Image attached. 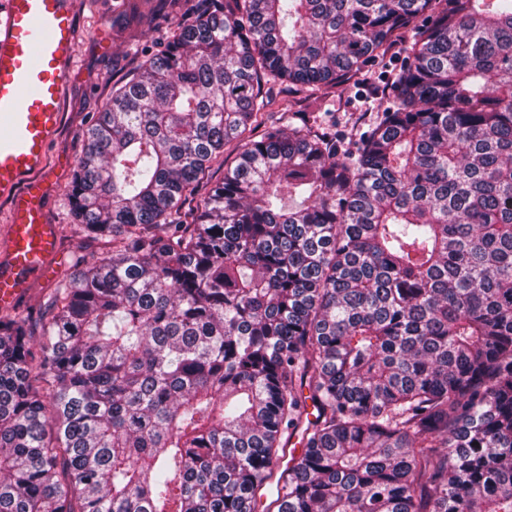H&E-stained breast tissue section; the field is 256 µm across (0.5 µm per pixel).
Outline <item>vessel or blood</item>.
I'll return each mask as SVG.
<instances>
[{
  "label": "vessel or blood",
  "mask_w": 512,
  "mask_h": 512,
  "mask_svg": "<svg viewBox=\"0 0 512 512\" xmlns=\"http://www.w3.org/2000/svg\"><path fill=\"white\" fill-rule=\"evenodd\" d=\"M74 0H0V308L15 307L33 277H54L57 230L47 199L50 147L63 121L75 37Z\"/></svg>",
  "instance_id": "obj_1"
}]
</instances>
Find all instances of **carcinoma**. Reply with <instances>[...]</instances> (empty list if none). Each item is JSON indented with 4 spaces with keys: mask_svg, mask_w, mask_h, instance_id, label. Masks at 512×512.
Wrapping results in <instances>:
<instances>
[{
    "mask_svg": "<svg viewBox=\"0 0 512 512\" xmlns=\"http://www.w3.org/2000/svg\"><path fill=\"white\" fill-rule=\"evenodd\" d=\"M132 10L182 22L83 134L107 251L0 315V512H256L272 478L263 512H512V0ZM400 47L376 123L264 126L268 84Z\"/></svg>",
    "mask_w": 512,
    "mask_h": 512,
    "instance_id": "1",
    "label": "carcinoma"
}]
</instances>
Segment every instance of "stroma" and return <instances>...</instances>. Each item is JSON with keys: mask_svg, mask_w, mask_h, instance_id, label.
I'll return each mask as SVG.
<instances>
[{"mask_svg": "<svg viewBox=\"0 0 512 512\" xmlns=\"http://www.w3.org/2000/svg\"><path fill=\"white\" fill-rule=\"evenodd\" d=\"M179 19V14L173 13L147 28L133 20L129 0H77L74 76L66 94L63 123L51 150L52 158L63 160L64 166L48 198L50 221L60 228L61 276L73 273L72 254L81 242L73 230L67 199L68 185L81 155V133L101 111L113 81L124 74L137 45L163 42ZM404 63V55L398 52L372 67L366 83L348 87L341 98L327 104L325 121L341 127L360 115L369 120L376 117L385 104L374 94V86Z\"/></svg>", "mask_w": 512, "mask_h": 512, "instance_id": "1", "label": "stroma"}]
</instances>
